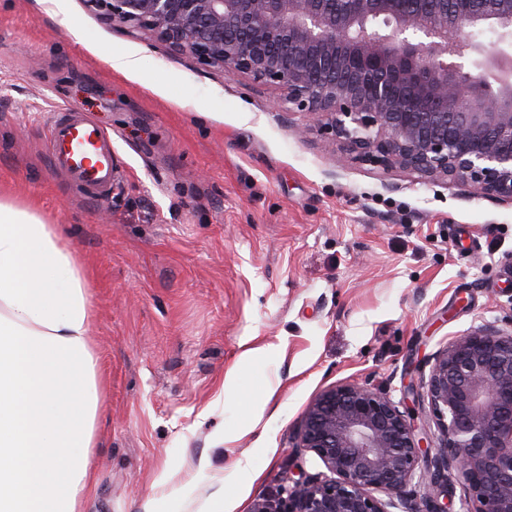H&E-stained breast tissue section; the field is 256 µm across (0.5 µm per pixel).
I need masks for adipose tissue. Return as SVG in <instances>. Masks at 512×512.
<instances>
[{"label": "adipose tissue", "mask_w": 512, "mask_h": 512, "mask_svg": "<svg viewBox=\"0 0 512 512\" xmlns=\"http://www.w3.org/2000/svg\"><path fill=\"white\" fill-rule=\"evenodd\" d=\"M93 315L58 225L0 195V512H84L92 497Z\"/></svg>", "instance_id": "1"}]
</instances>
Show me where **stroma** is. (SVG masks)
<instances>
[{
  "label": "stroma",
  "instance_id": "obj_1",
  "mask_svg": "<svg viewBox=\"0 0 512 512\" xmlns=\"http://www.w3.org/2000/svg\"><path fill=\"white\" fill-rule=\"evenodd\" d=\"M123 55L136 73L112 69ZM276 95L86 0H0V190L61 225L88 275L91 512H206L219 494L251 512L323 471L296 430L324 389L398 402L453 339L512 327V203L348 160ZM71 105L112 133L101 203L50 168L46 130Z\"/></svg>",
  "mask_w": 512,
  "mask_h": 512
}]
</instances>
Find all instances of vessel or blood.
<instances>
[{
    "instance_id": "b4317fda",
    "label": "vessel or blood",
    "mask_w": 512,
    "mask_h": 512,
    "mask_svg": "<svg viewBox=\"0 0 512 512\" xmlns=\"http://www.w3.org/2000/svg\"><path fill=\"white\" fill-rule=\"evenodd\" d=\"M50 165L82 191L109 196L117 186L112 136L77 107H69L48 127Z\"/></svg>"
}]
</instances>
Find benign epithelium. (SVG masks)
<instances>
[{
	"mask_svg": "<svg viewBox=\"0 0 512 512\" xmlns=\"http://www.w3.org/2000/svg\"><path fill=\"white\" fill-rule=\"evenodd\" d=\"M107 21L227 75L341 140L350 158L512 203V0H88ZM497 32L485 47L473 40ZM473 58V69L463 60ZM413 410L378 388L323 390L297 447L325 471L252 512H512V331L484 324L433 357ZM432 419L431 448L417 421ZM433 489L424 509L418 486Z\"/></svg>",
	"mask_w": 512,
	"mask_h": 512,
	"instance_id": "7a95c632",
	"label": "benign epithelium"
}]
</instances>
